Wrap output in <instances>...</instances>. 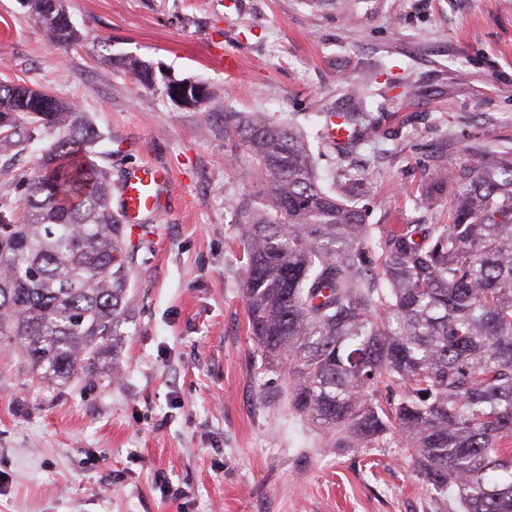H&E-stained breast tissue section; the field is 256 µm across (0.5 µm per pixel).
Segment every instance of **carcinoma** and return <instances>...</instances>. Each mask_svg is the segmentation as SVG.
Masks as SVG:
<instances>
[{
    "label": "carcinoma",
    "instance_id": "cac0c4a2",
    "mask_svg": "<svg viewBox=\"0 0 512 512\" xmlns=\"http://www.w3.org/2000/svg\"><path fill=\"white\" fill-rule=\"evenodd\" d=\"M24 3L50 42L80 43L62 0ZM115 63L189 108L210 98L141 58ZM352 95V111L321 113L351 131L340 157L380 128L372 84ZM100 140L70 101L0 82V152H41L37 172L14 178L17 199L0 196V343L48 380L87 374L128 319L126 225L94 160ZM224 150L252 176L232 203L249 332L291 409L350 448L392 431L464 512H512V151L437 165L448 223L368 224L323 187L291 125L226 112Z\"/></svg>",
    "mask_w": 512,
    "mask_h": 512
}]
</instances>
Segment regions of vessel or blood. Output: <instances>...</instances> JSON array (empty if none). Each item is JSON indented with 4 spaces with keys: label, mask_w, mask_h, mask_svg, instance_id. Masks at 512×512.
<instances>
[{
    "label": "vessel or blood",
    "mask_w": 512,
    "mask_h": 512,
    "mask_svg": "<svg viewBox=\"0 0 512 512\" xmlns=\"http://www.w3.org/2000/svg\"><path fill=\"white\" fill-rule=\"evenodd\" d=\"M172 193V175L166 168L144 163L129 169L120 186L125 223L136 224L166 210Z\"/></svg>",
    "instance_id": "obj_1"
}]
</instances>
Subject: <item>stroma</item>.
Wrapping results in <instances>:
<instances>
[{"instance_id":"obj_1","label":"stroma","mask_w":512,"mask_h":512,"mask_svg":"<svg viewBox=\"0 0 512 512\" xmlns=\"http://www.w3.org/2000/svg\"><path fill=\"white\" fill-rule=\"evenodd\" d=\"M239 2L64 0L83 40L63 48L21 0H0V81L73 102L113 175L154 162L174 185L166 212L127 234L129 319L93 377L45 381L0 345V512H460L426 487L414 449L391 435L344 447L263 364L231 209L249 178L225 161L224 115L295 125L324 186L349 170L368 223H447L446 199L416 205L427 173L468 147L512 150V0H357L348 18ZM124 56L205 82L210 101L145 93L113 66ZM364 81L382 129L340 159L318 113L350 111Z\"/></svg>"}]
</instances>
